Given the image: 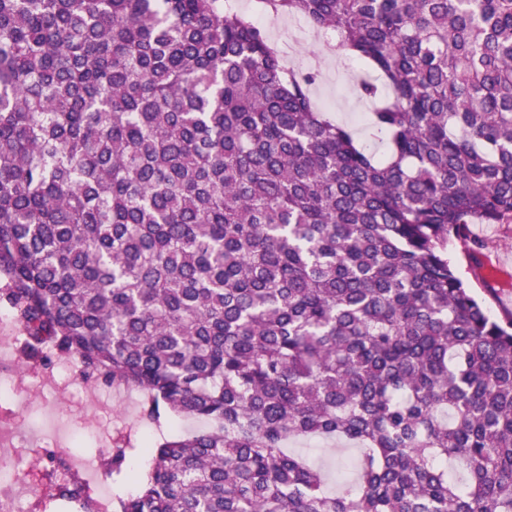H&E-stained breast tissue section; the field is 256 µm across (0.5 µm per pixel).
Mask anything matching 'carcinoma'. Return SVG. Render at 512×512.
<instances>
[{
    "label": "carcinoma",
    "mask_w": 512,
    "mask_h": 512,
    "mask_svg": "<svg viewBox=\"0 0 512 512\" xmlns=\"http://www.w3.org/2000/svg\"><path fill=\"white\" fill-rule=\"evenodd\" d=\"M261 2L375 74L383 153L226 0H0L26 367L75 352L146 420L203 425L145 443L113 512H512V313L448 260L512 221V0ZM310 437L356 447L352 486L288 450Z\"/></svg>",
    "instance_id": "carcinoma-1"
}]
</instances>
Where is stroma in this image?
<instances>
[{
  "instance_id": "1",
  "label": "stroma",
  "mask_w": 512,
  "mask_h": 512,
  "mask_svg": "<svg viewBox=\"0 0 512 512\" xmlns=\"http://www.w3.org/2000/svg\"><path fill=\"white\" fill-rule=\"evenodd\" d=\"M245 2L246 14L265 27L272 43L291 42L312 59V68L319 73L312 96L319 106L353 129L360 145L371 151H382V144L370 135L366 126L368 106L355 94L356 82L362 76L358 65L334 45L315 39L309 26L288 29L283 21L264 12L259 0ZM448 258L484 299L492 315L512 312V223L471 225L467 243L450 246ZM29 399L31 408L9 415L5 429L32 432L41 424L42 408L56 409L61 424L69 432L68 450L91 460L99 475L110 476L114 492L129 490L128 478L109 475L106 463L112 456V435L116 429L133 427L141 437L153 429L139 415L138 392L103 385L90 398L46 388L31 393ZM289 448L321 468L328 477L330 489H337L352 476L345 464L356 455L353 447L328 439L307 438L290 443Z\"/></svg>"
}]
</instances>
